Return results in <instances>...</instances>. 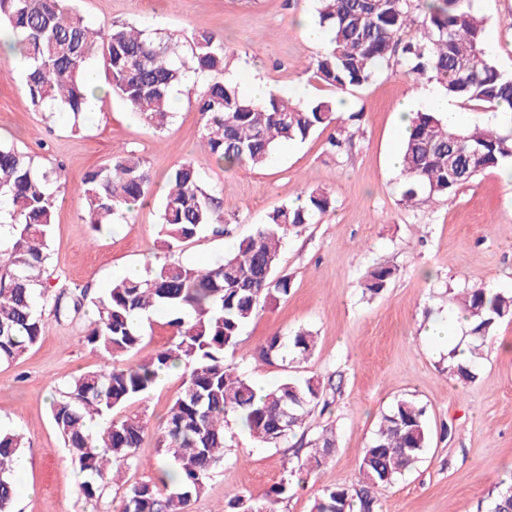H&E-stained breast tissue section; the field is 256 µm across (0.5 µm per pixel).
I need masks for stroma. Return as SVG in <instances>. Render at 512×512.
I'll return each instance as SVG.
<instances>
[{"label":"stroma","mask_w":512,"mask_h":512,"mask_svg":"<svg viewBox=\"0 0 512 512\" xmlns=\"http://www.w3.org/2000/svg\"><path fill=\"white\" fill-rule=\"evenodd\" d=\"M89 26L133 24L154 38L190 37L202 30L223 37V80L265 81L287 94L307 81V68L323 48L306 42L299 18L313 19L316 0H73ZM486 21L483 48L497 68L512 74V0H472ZM20 58L0 55V141L28 153L37 167L63 168L51 191L55 224L49 243L52 277L104 293L125 268L146 257H172L187 265L223 258L231 243L254 233L274 208L296 202L307 189L332 200L319 223L284 239L279 271L288 296L259 311L242 329L236 355L226 356L255 384L285 377H313L327 386L326 407L308 417L304 434L275 447L257 445L236 420L225 428L224 460L193 505V512H222L230 494H263L296 465L295 452L310 447L326 428L337 447L325 464L282 500L279 512H311L323 489L352 488L358 461L384 411L398 398L426 408L431 440L421 461L392 486L377 491L378 512H486L491 485L512 477V319L499 322L495 342L479 360L475 379L461 384L448 355L429 340V323L447 321L448 295L481 285L512 293V180L487 171L449 197L419 194L402 200L403 177L390 162L397 149V106L426 86L396 65L367 83L346 89L352 102L339 126L352 136L347 151L331 155L330 129L305 141L279 145L262 168L225 167L205 148L206 115L194 97H182L168 127L155 131L117 96L95 103L72 120L60 112L46 118L34 105ZM132 151L150 169L153 184L143 205L124 223L96 233L83 221L77 191L83 175L111 157ZM191 161L220 193L226 235L206 232L167 253L158 234L159 203L172 168ZM396 270L382 293H365V272L376 263ZM91 313L76 318L47 315L41 340L14 363L0 364V428L20 432L26 448L16 471L14 512H102L80 492V472L57 432L50 403L57 388L102 358L84 339ZM316 338L307 360H259L260 346L274 335L299 329ZM183 372L168 374L153 389L120 409L146 423L136 450L139 467L108 486L105 501H120L128 485L158 480V434L179 394ZM34 495H27L26 487Z\"/></svg>","instance_id":"1"}]
</instances>
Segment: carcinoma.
<instances>
[{"label": "carcinoma", "mask_w": 512, "mask_h": 512, "mask_svg": "<svg viewBox=\"0 0 512 512\" xmlns=\"http://www.w3.org/2000/svg\"><path fill=\"white\" fill-rule=\"evenodd\" d=\"M69 0H0V21L9 26L11 47L25 62L31 101L57 105L79 119L92 106L87 84L88 63L99 57L108 73V91L115 92L154 129L170 123L171 90L189 72L224 71L223 38L199 31L189 51L177 37L152 39L133 25L94 29L68 6ZM318 24L330 33L328 47L310 67L320 81L345 90L368 82L383 66L397 64L407 72L439 81L445 94L483 108L512 110V75L502 73L485 55L484 20L470 0H432L418 28L407 39L400 32L414 23L412 0H319ZM198 110L208 116L205 146L227 167H260L279 144L302 142L336 120L332 99L295 103L271 93L262 103L237 86L216 80L196 93ZM512 160V132L461 129L432 109L416 112L411 133L401 149L404 199L424 191L449 197L477 175ZM60 172H39L31 156L0 144V363L18 360L37 344L45 329V311L57 317L78 314L92 304L98 318L86 332L87 344L104 358L103 368L65 382L51 402L53 424L73 460L85 473L81 494L101 499L114 480V465H138L136 448L145 431L137 416L109 419L127 402L148 393L159 373L173 364L186 375L171 405L159 438L160 465L167 477L179 474L174 489L148 481L127 488L118 512H192V503L224 459V423L234 415L261 446H276L304 429L310 412L324 402L325 389L311 379L292 377L259 395L251 381L224 365L226 353L239 345L241 331L261 304L286 296L290 280L277 272L286 235L312 224L331 208L329 196L313 189L298 204H284L266 215L255 232L241 239L235 251L219 262L189 266L165 260L148 262L145 274L121 278L100 295L89 288L60 285L47 293V247L54 224V203L47 185ZM152 178L142 158L130 153L84 174L78 192L85 220L96 232L109 228L122 211L134 209L151 191ZM218 192L204 185L189 162L175 166L159 206V235L170 253L210 230L224 233ZM395 269L377 264L367 271L363 288L383 292ZM460 309L470 321L469 361L452 367L462 384L475 378L482 349L494 338L498 323L512 317V295L474 286L465 289ZM163 310L172 344L155 355L125 363L142 341L136 318ZM288 350L292 360L311 355L314 336L301 329L283 342L273 336L258 358L271 361ZM287 417L288 434L277 431ZM109 419L100 431L91 430ZM431 432L425 408L396 400L380 419L374 438L359 459L355 488L326 489L314 512H376L375 490L394 484L429 447ZM24 437L0 430V512H12L13 475L22 461ZM336 448L327 429L315 440L298 469L320 467ZM292 487L283 479L262 497L237 492L227 507L234 512H277ZM488 512H512V485L497 483L487 495Z\"/></svg>", "instance_id": "1"}]
</instances>
